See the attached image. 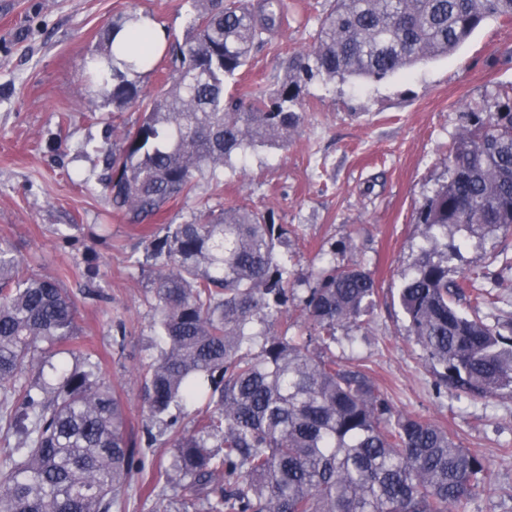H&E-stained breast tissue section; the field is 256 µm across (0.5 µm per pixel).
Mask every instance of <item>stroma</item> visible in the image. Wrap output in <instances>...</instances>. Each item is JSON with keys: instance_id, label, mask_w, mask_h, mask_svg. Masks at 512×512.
<instances>
[{"instance_id": "stroma-1", "label": "stroma", "mask_w": 512, "mask_h": 512, "mask_svg": "<svg viewBox=\"0 0 512 512\" xmlns=\"http://www.w3.org/2000/svg\"><path fill=\"white\" fill-rule=\"evenodd\" d=\"M287 2L286 25L227 78L226 95L273 87L313 44L327 0ZM188 9L187 0H0V239L29 259L31 273L58 277L73 295L79 339L99 356L135 438L147 421L139 372L158 353L149 274L134 265L144 256L139 227L113 210L98 182L102 160L80 151L103 142L113 119L111 106H88L85 75L112 21L146 12L180 39ZM511 88L512 20L504 18L484 22L452 54L381 82L313 81L287 146L249 150L222 187L202 179L163 216L178 224L203 207L270 210L299 229L283 246L294 276H308L323 255L370 270L377 303L361 328L337 330L336 352L365 364L395 411L425 416L484 456L494 481L459 512H512V395L438 390L407 337L398 293L425 244L417 210L447 178L467 104ZM448 241L461 275L512 261V235L452 229ZM91 251L92 281L83 274Z\"/></svg>"}]
</instances>
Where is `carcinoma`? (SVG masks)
<instances>
[{
	"label": "carcinoma",
	"mask_w": 512,
	"mask_h": 512,
	"mask_svg": "<svg viewBox=\"0 0 512 512\" xmlns=\"http://www.w3.org/2000/svg\"><path fill=\"white\" fill-rule=\"evenodd\" d=\"M189 2L184 39L164 48L169 73L158 90L143 84L158 70L147 40L114 43L141 18L135 12L112 22L89 76L98 86L91 103L141 111L96 148L112 208L133 224L249 149L287 142L312 81L380 82L451 54L491 17H512V0H331L313 46L291 59L276 89L246 100L225 97L224 80L283 26V0ZM468 116L448 179L418 211L434 245L450 228L512 233V93ZM287 235L272 212L244 206L148 225L161 347L141 375L150 424L138 440L100 363L74 343L75 306L61 281L28 272L0 241V512H112L135 473L148 494L162 492V512H455L490 485L481 457L427 418L395 412L362 365L333 352L337 329L361 327L375 306L370 271L320 257L301 308L306 331L282 327L295 295L276 251ZM456 257L455 248L420 252L399 292L408 336L436 367L438 388L512 393V320L486 321L482 289L450 277ZM468 288L464 314L456 298ZM200 399L207 409L189 426L185 409ZM163 437L173 453L162 470L140 444Z\"/></svg>",
	"instance_id": "cac0c4a2"
}]
</instances>
